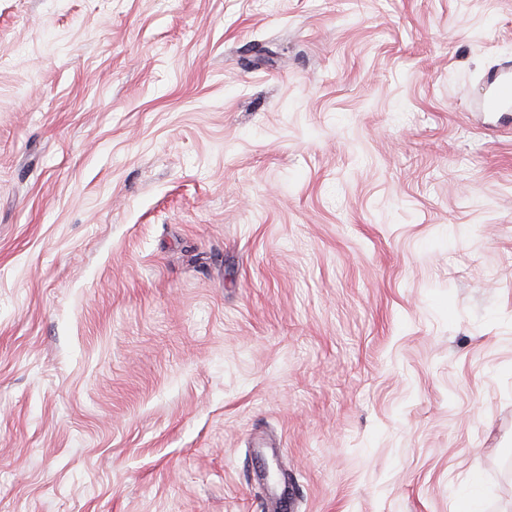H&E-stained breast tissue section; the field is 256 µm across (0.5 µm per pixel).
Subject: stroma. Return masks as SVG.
Returning <instances> with one entry per match:
<instances>
[{
	"label": "stroma",
	"instance_id": "stroma-1",
	"mask_svg": "<svg viewBox=\"0 0 512 512\" xmlns=\"http://www.w3.org/2000/svg\"><path fill=\"white\" fill-rule=\"evenodd\" d=\"M504 61L512 0H0V512H512ZM480 106L488 111L512 112V71L501 68L495 71L489 82L488 92L481 97Z\"/></svg>",
	"mask_w": 512,
	"mask_h": 512
}]
</instances>
